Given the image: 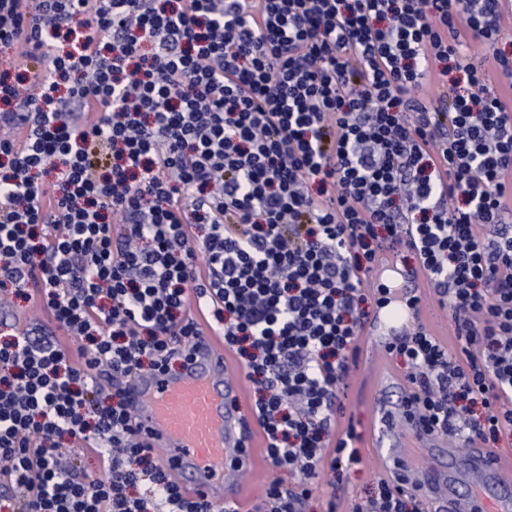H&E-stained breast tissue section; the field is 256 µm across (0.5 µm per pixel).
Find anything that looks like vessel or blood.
<instances>
[{
    "instance_id": "obj_1",
    "label": "vessel or blood",
    "mask_w": 512,
    "mask_h": 512,
    "mask_svg": "<svg viewBox=\"0 0 512 512\" xmlns=\"http://www.w3.org/2000/svg\"><path fill=\"white\" fill-rule=\"evenodd\" d=\"M410 295L384 306L389 332H401L414 322L426 323L430 284L422 270L403 272ZM201 334L178 372L140 375L131 405L141 439L160 450L172 480L188 496L204 497L212 505L238 503L248 492L246 474L256 465L253 418L241 410L242 376L229 373V354L222 329L201 322ZM371 445L374 466L383 476L405 473L406 464L393 409L376 401ZM443 466L429 470L425 495L438 497L445 512H512V452L489 454L474 448H445ZM472 494L460 495V486Z\"/></svg>"
}]
</instances>
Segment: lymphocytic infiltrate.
Here are the masks:
<instances>
[{
	"label": "lymphocytic infiltrate",
	"instance_id": "f902f5d3",
	"mask_svg": "<svg viewBox=\"0 0 512 512\" xmlns=\"http://www.w3.org/2000/svg\"><path fill=\"white\" fill-rule=\"evenodd\" d=\"M502 0H0V288L40 324L0 340V512H216L134 429L136 375L170 370L207 302L305 512L360 457L339 394L363 278L414 251L457 352L390 344L429 435L512 433V78ZM45 67L12 75L18 56ZM439 97H431V89ZM111 385L104 393L103 385ZM108 474L63 464L62 441ZM300 475L296 488L280 475ZM354 512H419L381 480ZM7 319V323H16L17 327L19 325L23 326V329L27 328L30 324H35L38 322L39 324L46 325L51 329L55 330V325L49 321L46 314H44L39 304L36 300L31 301H23L21 299H14V306L10 308H5L4 310H0V320ZM58 339L61 343L65 345H70L71 338L63 335L62 332L56 331Z\"/></svg>",
	"mask_w": 512,
	"mask_h": 512
}]
</instances>
